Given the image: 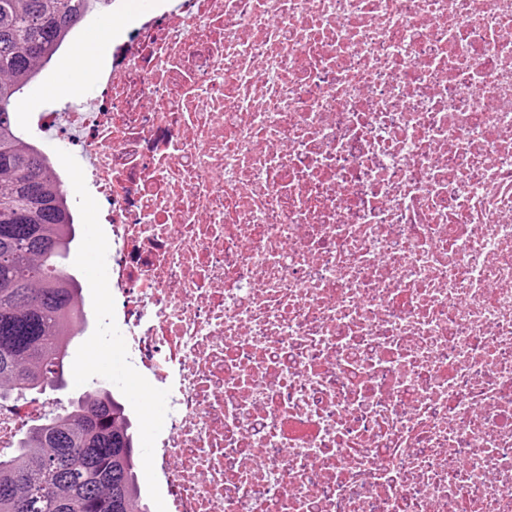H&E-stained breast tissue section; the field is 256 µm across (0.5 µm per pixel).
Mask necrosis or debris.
<instances>
[{"mask_svg": "<svg viewBox=\"0 0 512 512\" xmlns=\"http://www.w3.org/2000/svg\"><path fill=\"white\" fill-rule=\"evenodd\" d=\"M98 84L174 512H512V0H154Z\"/></svg>", "mask_w": 512, "mask_h": 512, "instance_id": "1", "label": "necrosis or debris"}]
</instances>
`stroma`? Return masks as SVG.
<instances>
[{
	"label": "stroma",
	"instance_id": "35a3bbf8",
	"mask_svg": "<svg viewBox=\"0 0 512 512\" xmlns=\"http://www.w3.org/2000/svg\"><path fill=\"white\" fill-rule=\"evenodd\" d=\"M35 111L19 110L17 118L22 127L36 132L42 149L63 168L83 165L84 160L75 147L57 141L54 132L37 133ZM110 253L106 225L94 223L92 217H81L71 257L72 271L83 287L88 327L74 339L69 349V371L65 388L46 394L48 404L68 403L99 382L121 397L135 426L137 444L147 445L148 453L139 456V477L152 483L147 498L151 512H172L164 484L157 481L153 470V450L157 448L161 431L159 415L174 412L173 403L165 401V388L135 370L136 358L124 351L120 321L102 314V296L111 294L108 277Z\"/></svg>",
	"mask_w": 512,
	"mask_h": 512
}]
</instances>
